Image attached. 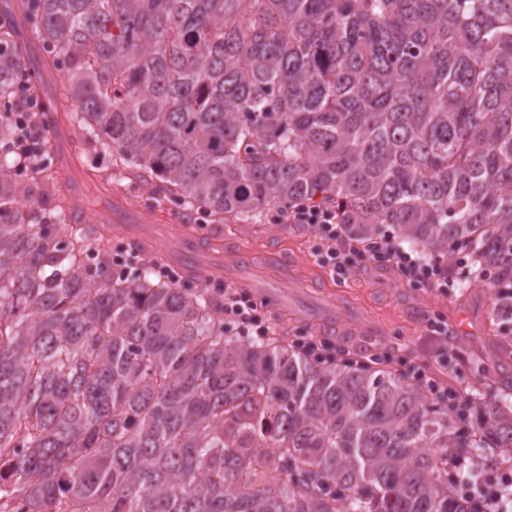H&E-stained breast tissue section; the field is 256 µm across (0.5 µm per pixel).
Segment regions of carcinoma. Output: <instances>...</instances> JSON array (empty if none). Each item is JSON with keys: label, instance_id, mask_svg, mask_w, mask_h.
Masks as SVG:
<instances>
[{"label": "carcinoma", "instance_id": "1", "mask_svg": "<svg viewBox=\"0 0 512 512\" xmlns=\"http://www.w3.org/2000/svg\"><path fill=\"white\" fill-rule=\"evenodd\" d=\"M0 14V512H472V434L401 374L230 333L224 303L20 199L16 84L61 95L143 187L211 223L307 202L364 241L469 251L512 287V0H19ZM96 260H86L87 242Z\"/></svg>", "mask_w": 512, "mask_h": 512}]
</instances>
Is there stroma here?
<instances>
[{"label":"stroma","mask_w":512,"mask_h":512,"mask_svg":"<svg viewBox=\"0 0 512 512\" xmlns=\"http://www.w3.org/2000/svg\"><path fill=\"white\" fill-rule=\"evenodd\" d=\"M140 206L168 237L200 236L214 254L232 244L245 247L249 271L260 280L268 278L271 254L299 260L301 284H319L326 297L339 300L359 320L349 334L328 335L353 360L392 352L390 369L404 374L411 365L424 367L450 390L478 402L494 401L512 382V316L500 311L466 253L454 252L449 259L444 292L409 283L382 265L354 267L341 279L320 262L312 229L288 223L286 214L270 210L218 228L186 219L178 203L162 197L144 199ZM432 321L447 325V335L431 334Z\"/></svg>","instance_id":"stroma-1"}]
</instances>
